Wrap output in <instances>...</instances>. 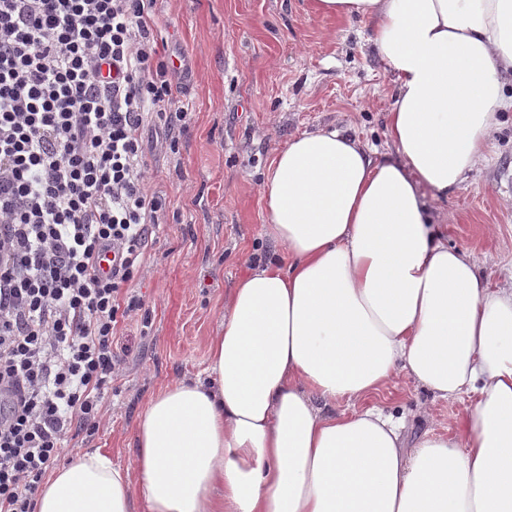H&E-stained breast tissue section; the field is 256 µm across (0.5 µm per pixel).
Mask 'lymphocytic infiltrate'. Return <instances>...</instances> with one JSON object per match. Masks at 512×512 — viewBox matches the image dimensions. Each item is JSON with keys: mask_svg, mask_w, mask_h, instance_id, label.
<instances>
[{"mask_svg": "<svg viewBox=\"0 0 512 512\" xmlns=\"http://www.w3.org/2000/svg\"><path fill=\"white\" fill-rule=\"evenodd\" d=\"M153 4L0 0V512H35L66 445L99 431L115 326L145 309L124 292L162 210L141 131L187 117Z\"/></svg>", "mask_w": 512, "mask_h": 512, "instance_id": "obj_1", "label": "lymphocytic infiltrate"}]
</instances>
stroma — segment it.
Masks as SVG:
<instances>
[{
    "instance_id": "obj_1",
    "label": "stroma",
    "mask_w": 512,
    "mask_h": 512,
    "mask_svg": "<svg viewBox=\"0 0 512 512\" xmlns=\"http://www.w3.org/2000/svg\"><path fill=\"white\" fill-rule=\"evenodd\" d=\"M149 24L159 58L181 62L175 94L189 122L183 132H141L148 188L163 204L155 243L130 284L149 321L118 323L129 354L104 426L82 445L128 469L147 400L171 381L204 376L225 293L251 261L282 252L264 233L261 200L278 145L333 124L388 152L395 90L370 21L319 14L313 0H156ZM487 155L428 204L446 219L449 246L472 252L495 287L512 276V109L499 113ZM367 402L405 415L412 443L428 430L460 434L472 400H432L401 371Z\"/></svg>"
}]
</instances>
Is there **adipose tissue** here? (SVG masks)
<instances>
[{"mask_svg":"<svg viewBox=\"0 0 512 512\" xmlns=\"http://www.w3.org/2000/svg\"><path fill=\"white\" fill-rule=\"evenodd\" d=\"M372 20L394 77L381 155L346 129L293 135L262 186L287 262L253 263L224 297L207 380L149 399L134 470L95 450L55 468L35 512H512V286L449 246L424 190L485 160L512 109V0H314ZM473 403L465 437L337 412L398 370Z\"/></svg>","mask_w":512,"mask_h":512,"instance_id":"ef3b65f1","label":"adipose tissue"}]
</instances>
